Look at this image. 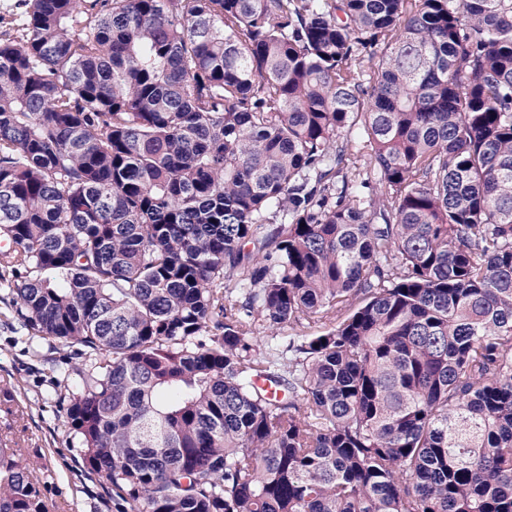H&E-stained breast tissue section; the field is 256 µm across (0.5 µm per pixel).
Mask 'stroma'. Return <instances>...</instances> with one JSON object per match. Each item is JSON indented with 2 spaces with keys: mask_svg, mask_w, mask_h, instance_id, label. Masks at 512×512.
Returning <instances> with one entry per match:
<instances>
[{
  "mask_svg": "<svg viewBox=\"0 0 512 512\" xmlns=\"http://www.w3.org/2000/svg\"><path fill=\"white\" fill-rule=\"evenodd\" d=\"M86 361L27 329L0 287V446L33 464L49 512H114L112 489L83 464L61 399L78 389Z\"/></svg>",
  "mask_w": 512,
  "mask_h": 512,
  "instance_id": "stroma-1",
  "label": "stroma"
}]
</instances>
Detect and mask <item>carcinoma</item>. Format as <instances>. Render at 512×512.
<instances>
[{"instance_id": "obj_1", "label": "carcinoma", "mask_w": 512, "mask_h": 512, "mask_svg": "<svg viewBox=\"0 0 512 512\" xmlns=\"http://www.w3.org/2000/svg\"><path fill=\"white\" fill-rule=\"evenodd\" d=\"M20 6L0 269L115 512H512V0Z\"/></svg>"}]
</instances>
